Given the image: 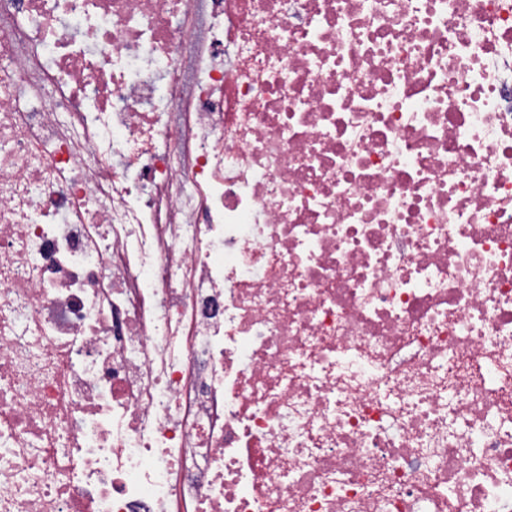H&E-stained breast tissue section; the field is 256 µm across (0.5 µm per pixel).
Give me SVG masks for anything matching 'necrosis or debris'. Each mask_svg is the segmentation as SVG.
I'll list each match as a JSON object with an SVG mask.
<instances>
[{"mask_svg":"<svg viewBox=\"0 0 512 512\" xmlns=\"http://www.w3.org/2000/svg\"><path fill=\"white\" fill-rule=\"evenodd\" d=\"M0 512H512V0H0Z\"/></svg>","mask_w":512,"mask_h":512,"instance_id":"necrosis-or-debris-1","label":"necrosis or debris"}]
</instances>
